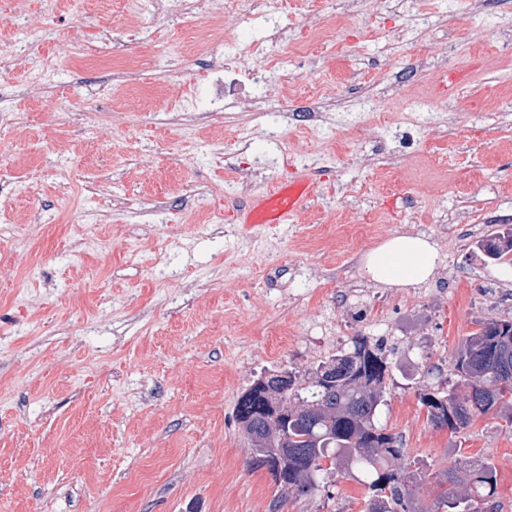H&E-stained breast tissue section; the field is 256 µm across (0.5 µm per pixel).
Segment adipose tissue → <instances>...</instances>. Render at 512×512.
I'll list each match as a JSON object with an SVG mask.
<instances>
[{"label": "adipose tissue", "instance_id": "1", "mask_svg": "<svg viewBox=\"0 0 512 512\" xmlns=\"http://www.w3.org/2000/svg\"><path fill=\"white\" fill-rule=\"evenodd\" d=\"M437 261V250L427 239L398 235L371 251L366 257V266L378 282L405 286L428 280Z\"/></svg>", "mask_w": 512, "mask_h": 512}]
</instances>
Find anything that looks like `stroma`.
Here are the masks:
<instances>
[{
  "label": "stroma",
  "mask_w": 512,
  "mask_h": 512,
  "mask_svg": "<svg viewBox=\"0 0 512 512\" xmlns=\"http://www.w3.org/2000/svg\"><path fill=\"white\" fill-rule=\"evenodd\" d=\"M127 2L23 0L77 39L24 41L57 59L51 112L21 95L17 31L0 18V512H360L361 485L340 473L281 498L235 418L261 372L308 371L359 334L391 360L378 421L423 473L418 512L436 510L433 472L468 457L493 463L512 512V427L489 414L452 432L419 398L478 322L512 318V279L477 247L512 225V0H390L367 28L355 16L375 0L345 14L281 0L302 28L280 52L307 89L276 141L253 112L179 111L209 64L184 52L207 19L173 29ZM398 77L408 94L454 87L450 107L400 124ZM243 133L255 148L239 156ZM243 162L252 194L282 176L317 178L318 196L288 224L220 221L218 206L246 201L224 190ZM90 227L98 250L76 254ZM398 234L435 245L428 281L368 272Z\"/></svg>",
  "instance_id": "obj_1"
}]
</instances>
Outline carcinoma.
Wrapping results in <instances>:
<instances>
[{
  "instance_id": "1",
  "label": "carcinoma",
  "mask_w": 512,
  "mask_h": 512,
  "mask_svg": "<svg viewBox=\"0 0 512 512\" xmlns=\"http://www.w3.org/2000/svg\"><path fill=\"white\" fill-rule=\"evenodd\" d=\"M480 246L493 260H511L512 228ZM387 371L383 343L357 335L348 350L303 374L286 370L285 384L264 373L239 396L235 408L252 464L268 470L285 498H311L327 477L341 471L364 487L362 512H414L416 477L402 470V440L376 418ZM452 375L456 381L447 379L420 394L431 423L453 432L493 412L512 425V319L479 323L460 343ZM285 399L283 419L273 424L261 420ZM435 478L444 488L437 509L496 512L492 462L459 461L439 468Z\"/></svg>"
}]
</instances>
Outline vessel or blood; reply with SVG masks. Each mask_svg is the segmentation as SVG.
<instances>
[{
    "label": "vessel or blood",
    "mask_w": 512,
    "mask_h": 512,
    "mask_svg": "<svg viewBox=\"0 0 512 512\" xmlns=\"http://www.w3.org/2000/svg\"><path fill=\"white\" fill-rule=\"evenodd\" d=\"M317 185L309 178L281 181L267 192L254 196L232 216L242 224H284L315 196Z\"/></svg>",
    "instance_id": "vessel-or-blood-1"
}]
</instances>
